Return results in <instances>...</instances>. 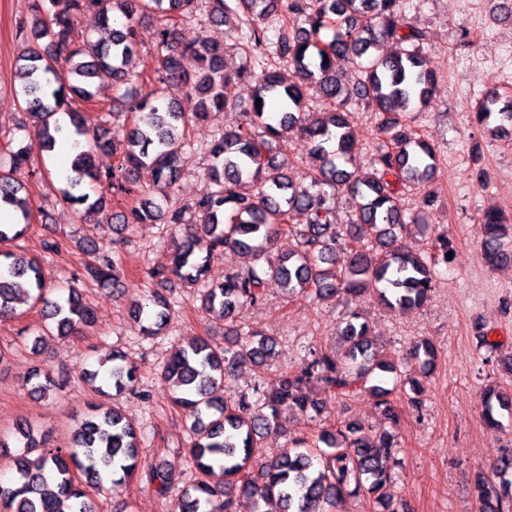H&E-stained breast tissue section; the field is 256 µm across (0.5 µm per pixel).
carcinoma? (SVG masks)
Masks as SVG:
<instances>
[{"instance_id":"1","label":"carcinoma","mask_w":512,"mask_h":512,"mask_svg":"<svg viewBox=\"0 0 512 512\" xmlns=\"http://www.w3.org/2000/svg\"><path fill=\"white\" fill-rule=\"evenodd\" d=\"M202 4L215 26L236 19L239 45L253 57L250 65L228 71L221 46L183 38L181 26ZM86 12L108 27L107 38L76 42ZM154 17L161 20L155 65L148 74H135L130 65L139 52L137 29ZM18 34L15 95L22 117L16 122L33 128L36 136L6 145L9 169L0 168V200L18 212L16 223L0 224V321L18 317L22 306L40 308L45 323L37 345L97 323L96 312L77 291L50 298L41 258L13 250L30 228L33 205L12 173L54 149L62 112L75 154L60 193L80 222L92 217L97 223L185 226L166 263L147 271L160 288L131 304L139 335L152 339L166 327L179 305L176 284L202 286L201 307L224 316V348L197 337L179 345L164 370L172 401L191 420L188 455L200 475L182 491L183 512H236L241 501L251 512H267L273 501L281 504L278 512H336L345 498L362 494L372 500L374 512H408L389 492L400 461L392 431L399 414L387 375L397 372L398 362L375 347L368 324L349 308L367 295L392 312L424 306L436 288L437 267L448 265L446 254L453 251L448 231L434 232L404 208V195L413 186L426 188L421 207L439 201L432 185L440 156L416 124L418 113L432 106L437 84L422 54L427 32L406 17L401 0H30V16L20 22ZM385 42L397 49L381 52ZM279 65L292 72V80L285 81ZM346 68L359 74L348 86L340 78ZM109 80L125 88L122 107L130 119L126 128L87 147L82 138L91 117L74 104L95 102L97 82ZM173 80L187 85L191 106L164 99L163 86ZM139 81L149 91L133 88ZM233 82L255 83L251 102L229 101L226 89ZM311 88L328 105L314 119L304 111ZM273 101L281 105L277 120L266 112ZM355 102L373 112L379 137L373 170L364 176L346 167L353 149L349 106ZM226 108L238 111L239 122L216 132L205 147L216 189L186 209L172 204L182 155L193 147L189 128ZM473 114L497 138L505 124L512 125V98L502 99L493 87L475 103ZM288 128L298 129L308 145L305 188L294 185L287 161L274 150L273 142ZM109 153L115 164L104 168L98 157ZM145 166L154 170L159 203L135 195L136 172ZM339 193L351 201L347 224L336 223ZM110 195H134L136 201L113 215ZM480 222L481 261L492 268L512 265V225L494 210L482 213ZM427 234L426 251L408 243ZM283 235L296 246L275 258L272 249ZM220 249L238 253L242 263L224 272V280L210 282L211 260ZM339 249L346 253L341 266ZM82 252L91 257L84 264L90 278L125 287L110 251L92 244ZM271 281L290 298L301 293L346 305L339 330L348 351L342 359L323 350L314 353L298 373L256 385L253 402L224 400L216 395L224 381L247 366L263 370L276 357L274 337L238 321L244 309L264 300ZM437 354L436 344L424 338L413 342L405 361L419 364L426 378ZM87 377L99 395L132 390L138 381L137 368L118 350L104 355ZM27 383L44 397L59 388L58 380L39 367ZM361 390L377 399L391 429L369 437L357 422L345 421L321 430L312 443L292 439L268 458L254 456L268 435L286 434L285 411H316L324 397L350 399ZM504 417L512 419V388L492 385L482 396L481 419L495 428ZM15 439L22 447L13 452L0 435V456H10L15 469L9 485H0V512H94L90 488L117 490L138 480L163 497L181 483L177 466L144 464L139 427L116 408H91L64 450L43 447L27 424L15 429ZM473 491L479 512H512V448L496 452L491 474L474 475Z\"/></svg>"}]
</instances>
